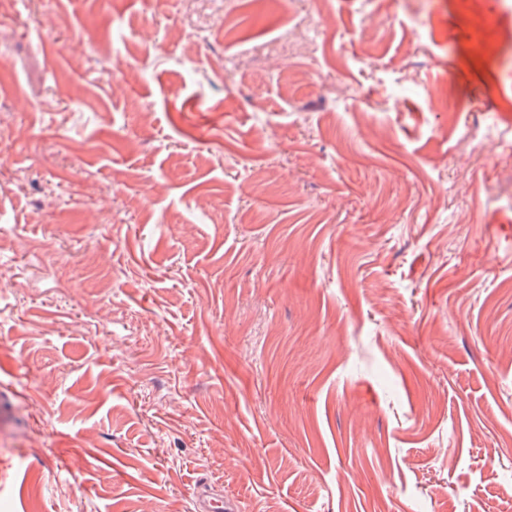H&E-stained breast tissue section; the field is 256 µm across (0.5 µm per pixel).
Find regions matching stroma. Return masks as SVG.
I'll return each mask as SVG.
<instances>
[{
  "label": "stroma",
  "mask_w": 512,
  "mask_h": 512,
  "mask_svg": "<svg viewBox=\"0 0 512 512\" xmlns=\"http://www.w3.org/2000/svg\"><path fill=\"white\" fill-rule=\"evenodd\" d=\"M0 279V512H512V0H0Z\"/></svg>",
  "instance_id": "stroma-1"
}]
</instances>
